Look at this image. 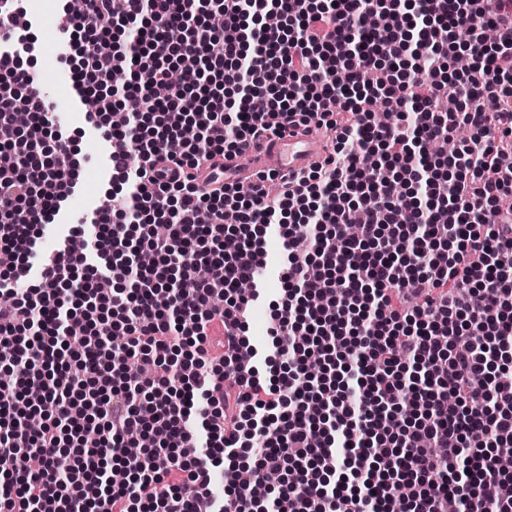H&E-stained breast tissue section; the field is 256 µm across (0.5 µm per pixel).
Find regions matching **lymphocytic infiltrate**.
<instances>
[{
  "mask_svg": "<svg viewBox=\"0 0 512 512\" xmlns=\"http://www.w3.org/2000/svg\"><path fill=\"white\" fill-rule=\"evenodd\" d=\"M25 11L0 0V148L29 154L0 170V296L12 298L0 303L12 377L0 385V505L445 512L452 496L460 512H512V474L495 456L512 447V108L482 103L512 97V0H86L67 17L79 52L61 63L118 143L124 188L97 211L92 251L60 250L26 288L32 232L76 181L55 163L61 127L21 63ZM217 11L220 28L205 22ZM446 46L471 57L468 70L449 71ZM119 70L131 76L120 89ZM119 94L143 102L122 125ZM444 97L455 111H439ZM384 98L400 106L388 125L371 110ZM313 126L331 151L283 179L278 202L261 183L200 187L203 167L246 143ZM464 127L474 134L454 154L435 151ZM273 233L282 291L268 304L264 378L240 358L263 291L241 284ZM141 249L152 267L138 265ZM204 265L221 278L198 275ZM216 320L219 359L207 347ZM33 412L46 415L34 434L21 426ZM134 431L163 433V448L125 456ZM68 440L80 454L62 455ZM27 450L39 471L18 469ZM245 454L263 497L237 480ZM218 468L220 499L195 484Z\"/></svg>",
  "mask_w": 512,
  "mask_h": 512,
  "instance_id": "lymphocytic-infiltrate-1",
  "label": "lymphocytic infiltrate"
}]
</instances>
